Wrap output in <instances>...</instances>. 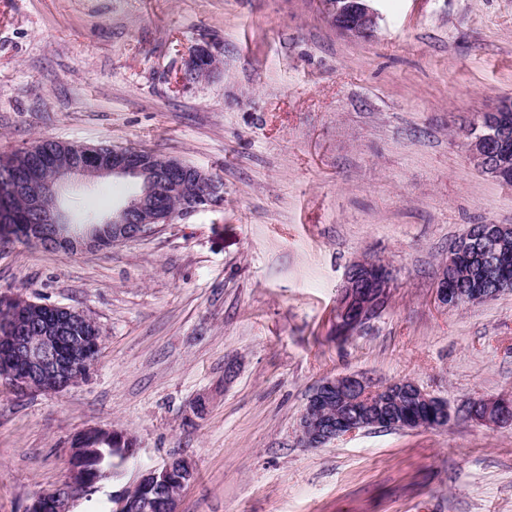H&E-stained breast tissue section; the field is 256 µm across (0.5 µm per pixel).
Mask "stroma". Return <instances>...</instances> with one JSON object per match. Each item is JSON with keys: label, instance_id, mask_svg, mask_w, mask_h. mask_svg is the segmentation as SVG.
<instances>
[{"label": "stroma", "instance_id": "stroma-1", "mask_svg": "<svg viewBox=\"0 0 512 512\" xmlns=\"http://www.w3.org/2000/svg\"><path fill=\"white\" fill-rule=\"evenodd\" d=\"M373 7L359 41L320 0H0V154L43 138L136 146L224 184L222 208L110 248L0 245V294L103 331L94 371L65 392L0 381V512L62 485L72 438L95 426L139 452L73 512H110L173 456L197 468L181 512H512V426L457 416L297 441L309 394L340 374L409 380L453 407L512 395V291L435 299L470 225H512V185L467 151L512 100V0ZM203 42L218 67L183 82ZM363 259L391 268L389 305L340 341L338 290Z\"/></svg>", "mask_w": 512, "mask_h": 512}]
</instances>
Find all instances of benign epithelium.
Here are the masks:
<instances>
[{
  "mask_svg": "<svg viewBox=\"0 0 512 512\" xmlns=\"http://www.w3.org/2000/svg\"><path fill=\"white\" fill-rule=\"evenodd\" d=\"M373 0H321L327 20L342 34L358 39L372 38L378 27ZM212 52L209 42L196 45L185 60L184 78L194 81L206 76L201 71L202 53ZM511 105L500 104L483 114L480 131L469 133L468 148L473 161L486 174L506 182L512 179V123L505 113ZM69 161L31 168L7 185L10 195L23 198L45 223L28 229V240L44 247L69 251H96L143 237L164 224L206 209H216L224 199V185L208 172L171 158L158 163L156 154L133 147L79 145L67 151ZM130 177L139 191L112 209V214L94 220L96 226L77 228L61 208V189L74 177L93 182L104 176ZM512 232L508 224H482L469 230L449 253L448 267L456 269L472 260L473 242L495 270L506 266L512 256L501 253L498 244ZM392 277L385 265L353 262L346 273L336 304V335L349 337L378 317L388 306ZM496 295L491 288L462 292L448 287V275L441 274L436 299L444 307L486 301ZM15 295L0 296V379L8 381L13 393L23 397L35 393L59 394L85 379L97 361L102 331L89 314ZM406 394L431 411L427 420L409 417L394 420L370 405L382 397L399 399ZM485 414L480 422L512 425V401L483 398ZM457 410L448 401L422 390L411 381L378 385L362 373L322 380L312 390L296 425V437L306 448H320L340 437L365 429H438L448 425ZM112 436L120 449L112 470L90 467L84 443L100 435ZM136 441L127 431L115 427H90L74 436L70 448V469L59 487L38 494L26 512H71L72 502L98 488L102 480L117 474L120 463L134 456ZM195 477V463L172 457L151 467L137 483V491L113 497L115 512H179L181 491Z\"/></svg>",
  "mask_w": 512,
  "mask_h": 512,
  "instance_id": "benign-epithelium-1",
  "label": "benign epithelium"
}]
</instances>
